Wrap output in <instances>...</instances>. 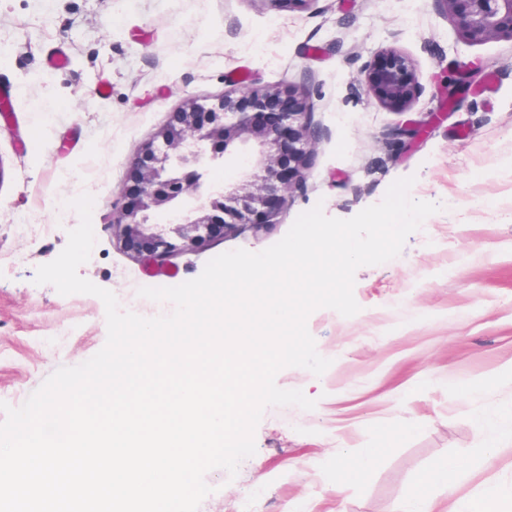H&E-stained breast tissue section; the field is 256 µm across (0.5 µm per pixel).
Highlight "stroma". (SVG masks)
I'll return each mask as SVG.
<instances>
[{"mask_svg":"<svg viewBox=\"0 0 512 512\" xmlns=\"http://www.w3.org/2000/svg\"><path fill=\"white\" fill-rule=\"evenodd\" d=\"M0 89L16 118L0 122V401L21 406L55 370L106 343L105 306L33 279L79 223L68 205L93 196L96 244L80 276L115 293L121 310L151 318L171 303L138 293L197 278L212 258L281 240L315 205L349 219L414 177L411 198L439 204L400 254L355 273L357 314L313 311L307 329L330 359L322 375L281 369L275 383L314 409L265 408L256 452L236 476L215 468L199 512H413L414 495L440 512L478 496L512 505V41L464 42L433 0H0ZM410 55L422 89L405 113L381 108L362 70L382 49ZM64 52L52 72L48 54ZM482 72L457 83L456 65ZM295 85L316 132L303 191L259 238L218 236L178 251L168 278L112 239L130 161L191 98L234 87ZM420 134L403 144L392 127ZM34 217L35 228L22 227ZM491 468L454 490L423 485L438 461ZM358 479L337 477L365 454Z\"/></svg>","mask_w":512,"mask_h":512,"instance_id":"1","label":"stroma"}]
</instances>
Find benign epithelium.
I'll return each mask as SVG.
<instances>
[{
	"label": "benign epithelium",
	"instance_id": "obj_1",
	"mask_svg": "<svg viewBox=\"0 0 512 512\" xmlns=\"http://www.w3.org/2000/svg\"><path fill=\"white\" fill-rule=\"evenodd\" d=\"M468 43L512 41V0H435ZM368 93L389 112H404L421 90L413 59L397 47L367 63ZM307 96L299 88L227 90L185 103L131 161L134 196L112 211V235L126 252L163 267L177 250H191L231 233H266L291 193L306 185L315 136ZM241 162L239 184L207 179L216 163ZM169 209L167 224L151 221Z\"/></svg>",
	"mask_w": 512,
	"mask_h": 512
}]
</instances>
